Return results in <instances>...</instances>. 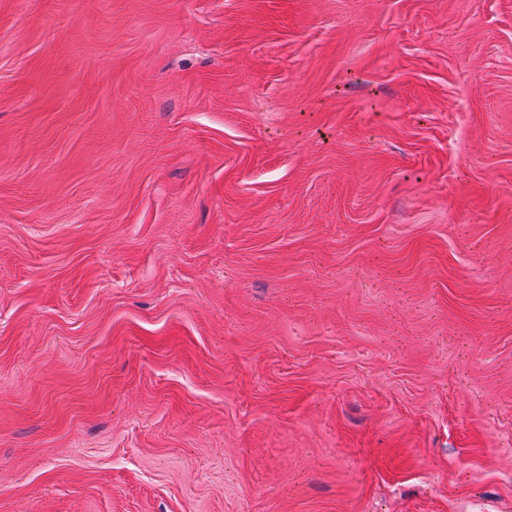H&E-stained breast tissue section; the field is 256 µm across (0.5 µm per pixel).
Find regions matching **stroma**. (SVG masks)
Here are the masks:
<instances>
[{"label":"stroma","mask_w":512,"mask_h":512,"mask_svg":"<svg viewBox=\"0 0 512 512\" xmlns=\"http://www.w3.org/2000/svg\"><path fill=\"white\" fill-rule=\"evenodd\" d=\"M0 512H512V0H0Z\"/></svg>","instance_id":"1"}]
</instances>
